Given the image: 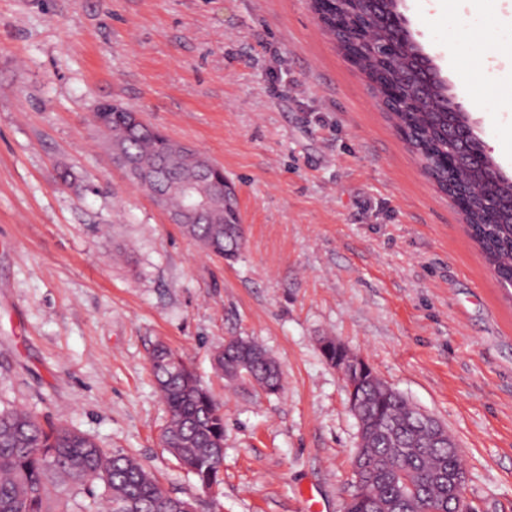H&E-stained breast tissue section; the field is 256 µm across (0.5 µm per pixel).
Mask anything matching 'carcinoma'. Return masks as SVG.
Masks as SVG:
<instances>
[{"label":"carcinoma","instance_id":"1","mask_svg":"<svg viewBox=\"0 0 512 512\" xmlns=\"http://www.w3.org/2000/svg\"><path fill=\"white\" fill-rule=\"evenodd\" d=\"M414 43L402 47L389 61L370 54L366 70L403 89L419 102L439 101L446 94L437 83L423 96L408 69ZM133 110L121 103L102 102L93 112L94 125L106 141H120L128 153L146 165L163 156L183 157L185 148L162 132L131 121ZM408 122V145L424 171L445 189L468 188L484 182L475 169L460 178L441 160L455 149L443 135L448 113L441 110L399 112ZM220 223L181 224L180 231L206 252L228 262L238 259L245 242L238 204L218 201ZM469 231L499 281H512V179L488 185L474 197ZM157 389L169 417L161 444L169 449L199 489L220 486L224 456V409L193 368L163 344L151 356ZM215 371L234 372L235 384L276 394L282 388L279 364L257 343L233 337L213 356ZM363 402L361 421L365 455L372 472L356 485L351 510L370 504L364 512H455L448 500L443 474L460 458L449 452V438L436 439L437 428L419 421V411L375 371H366L357 390ZM68 488L51 496L49 482ZM182 512L195 500L166 491L159 479L136 457L109 452L87 434L66 425L42 423L18 408H0V512Z\"/></svg>","mask_w":512,"mask_h":512}]
</instances>
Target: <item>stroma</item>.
Returning a JSON list of instances; mask_svg holds the SVG:
<instances>
[{
    "label": "stroma",
    "instance_id": "stroma-1",
    "mask_svg": "<svg viewBox=\"0 0 512 512\" xmlns=\"http://www.w3.org/2000/svg\"><path fill=\"white\" fill-rule=\"evenodd\" d=\"M400 0L414 41L512 179V27L494 0ZM118 101L224 169L246 241L206 254L87 120ZM335 337L455 437L475 512H512V298L310 0H0V407L140 459L199 512H344L357 422ZM243 337L282 389L226 386ZM224 405V482L162 447L150 356Z\"/></svg>",
    "mask_w": 512,
    "mask_h": 512
}]
</instances>
